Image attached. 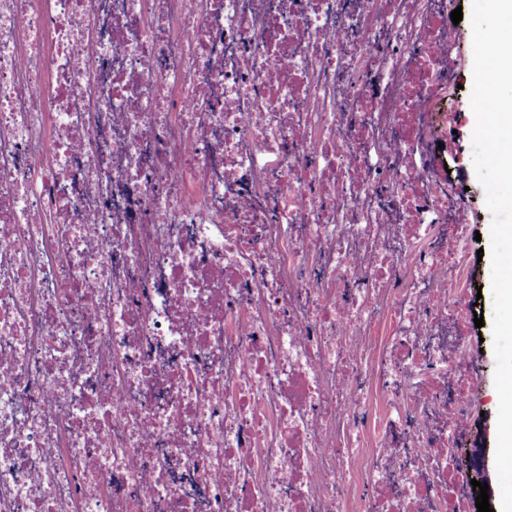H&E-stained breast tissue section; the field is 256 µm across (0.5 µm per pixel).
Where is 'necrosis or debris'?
Wrapping results in <instances>:
<instances>
[{"label":"necrosis or debris","instance_id":"obj_1","mask_svg":"<svg viewBox=\"0 0 512 512\" xmlns=\"http://www.w3.org/2000/svg\"><path fill=\"white\" fill-rule=\"evenodd\" d=\"M458 0H0V512H469Z\"/></svg>","mask_w":512,"mask_h":512}]
</instances>
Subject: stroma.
Wrapping results in <instances>:
<instances>
[{"label": "stroma", "instance_id": "obj_1", "mask_svg": "<svg viewBox=\"0 0 512 512\" xmlns=\"http://www.w3.org/2000/svg\"><path fill=\"white\" fill-rule=\"evenodd\" d=\"M464 17L457 26V62L463 73V87L456 91L448 103V123L444 137L448 154V167L459 186L465 187L464 198L468 205L471 224L470 231L480 233L479 241L473 242V249L483 250L481 262L475 263L477 285L482 292L477 311L483 316V325L475 330L472 343L475 348L476 380L472 386L475 410V429L485 434L488 448L496 446V410L493 403L495 390L494 376L496 360L492 337V296H491V257L486 250L489 246L492 215L485 202V191L479 182L473 164L471 143L470 87L473 83L472 29L468 16L471 0H459Z\"/></svg>", "mask_w": 512, "mask_h": 512}]
</instances>
